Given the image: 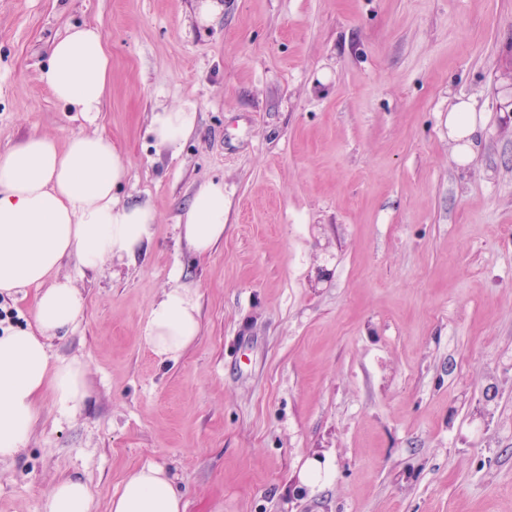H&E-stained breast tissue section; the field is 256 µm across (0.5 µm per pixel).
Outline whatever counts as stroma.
<instances>
[{
    "label": "stroma",
    "mask_w": 512,
    "mask_h": 512,
    "mask_svg": "<svg viewBox=\"0 0 512 512\" xmlns=\"http://www.w3.org/2000/svg\"><path fill=\"white\" fill-rule=\"evenodd\" d=\"M0 0V154L98 132L122 152L121 201L158 215L136 260L65 262L86 299L52 339L85 369L61 416L43 392L0 512H46L81 476L93 512L166 467L186 512H512V0ZM105 36L95 121L41 84L75 24ZM482 121L460 164L448 105ZM197 107L178 150L158 107ZM224 183L206 256L176 224ZM201 331L163 364L140 338L174 281ZM327 482H307L309 461Z\"/></svg>",
    "instance_id": "obj_1"
}]
</instances>
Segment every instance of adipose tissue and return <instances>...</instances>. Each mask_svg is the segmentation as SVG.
Masks as SVG:
<instances>
[{
	"mask_svg": "<svg viewBox=\"0 0 512 512\" xmlns=\"http://www.w3.org/2000/svg\"><path fill=\"white\" fill-rule=\"evenodd\" d=\"M111 58L100 29L71 26L53 42L41 83L61 104L94 117L111 87ZM193 103L152 115L156 147L179 149L194 133ZM479 122L468 102L448 109V135L460 160L473 157ZM126 161L102 134H77L66 146L33 135L0 155V293L37 287L33 328L0 329V461L16 459L33 433L43 390L67 414L87 396L85 371L76 360H51L47 341L76 324L85 300L64 260L88 268L133 258L151 240L156 213L146 203L127 204L118 190ZM179 237L198 256L224 238V183L207 180L194 191L177 224ZM194 288L164 289L151 305L141 340L160 362L177 360L200 333ZM92 494L79 477L57 483L47 512H91ZM183 495L166 469L148 465L131 472L109 512H185Z\"/></svg>",
	"mask_w": 512,
	"mask_h": 512,
	"instance_id": "obj_1",
	"label": "adipose tissue"
}]
</instances>
